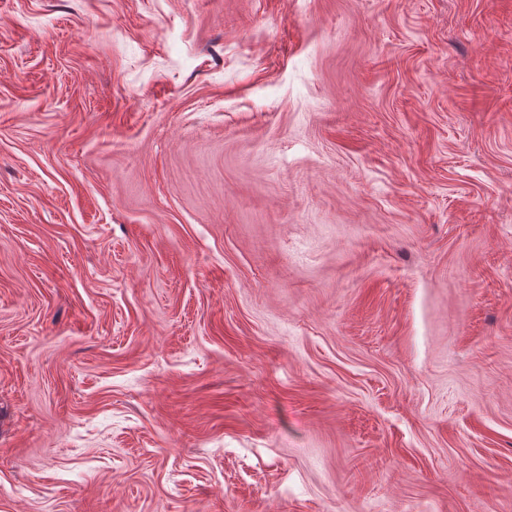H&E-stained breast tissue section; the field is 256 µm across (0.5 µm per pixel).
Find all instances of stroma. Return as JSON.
I'll return each mask as SVG.
<instances>
[{
    "mask_svg": "<svg viewBox=\"0 0 512 512\" xmlns=\"http://www.w3.org/2000/svg\"><path fill=\"white\" fill-rule=\"evenodd\" d=\"M0 512H512V0H0Z\"/></svg>",
    "mask_w": 512,
    "mask_h": 512,
    "instance_id": "stroma-1",
    "label": "stroma"
}]
</instances>
